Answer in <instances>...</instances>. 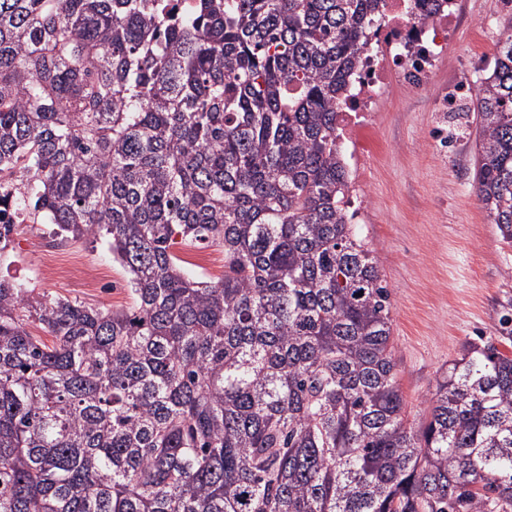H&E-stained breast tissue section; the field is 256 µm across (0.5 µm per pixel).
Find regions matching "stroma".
Instances as JSON below:
<instances>
[{
  "label": "stroma",
  "mask_w": 512,
  "mask_h": 512,
  "mask_svg": "<svg viewBox=\"0 0 512 512\" xmlns=\"http://www.w3.org/2000/svg\"><path fill=\"white\" fill-rule=\"evenodd\" d=\"M504 11L503 0H461L454 39L431 84L414 91L390 77L365 117L378 146L348 163L356 230L377 249L390 291L398 382L415 428L429 420V400L449 361L467 344L496 338L499 304L512 294V246L501 242L475 195L474 104L460 112L438 106L450 86L477 81L496 51ZM52 237L51 225L29 214L0 251V277L52 300L132 304L129 276L106 244L69 240L54 260L75 258L97 271L102 287L85 288L49 270L42 243ZM177 255L190 276L224 272L219 248L184 245Z\"/></svg>",
  "instance_id": "stroma-1"
}]
</instances>
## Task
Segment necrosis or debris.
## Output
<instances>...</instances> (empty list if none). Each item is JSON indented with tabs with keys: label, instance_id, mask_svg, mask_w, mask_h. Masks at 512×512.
Masks as SVG:
<instances>
[{
	"label": "necrosis or debris",
	"instance_id": "necrosis-or-debris-1",
	"mask_svg": "<svg viewBox=\"0 0 512 512\" xmlns=\"http://www.w3.org/2000/svg\"><path fill=\"white\" fill-rule=\"evenodd\" d=\"M458 14V0H445L426 21L416 23L408 0H387V18L372 39L374 48L363 55L351 95L338 107L340 123L348 130L352 144L370 146L369 134L359 127L360 119L371 111L389 71H397L413 89L430 83L437 63L448 51Z\"/></svg>",
	"mask_w": 512,
	"mask_h": 512
}]
</instances>
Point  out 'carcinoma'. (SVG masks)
Here are the masks:
<instances>
[{"mask_svg":"<svg viewBox=\"0 0 512 512\" xmlns=\"http://www.w3.org/2000/svg\"><path fill=\"white\" fill-rule=\"evenodd\" d=\"M384 4L0 0V172L133 296L0 280V512H512V295L416 430L349 224L336 106ZM476 99L475 194L512 245V18ZM177 255L182 260L183 270L190 276L208 279L224 272V253L217 247L184 245L179 247ZM192 257H202L204 261L190 263Z\"/></svg>","mask_w":512,"mask_h":512,"instance_id":"1","label":"carcinoma"}]
</instances>
